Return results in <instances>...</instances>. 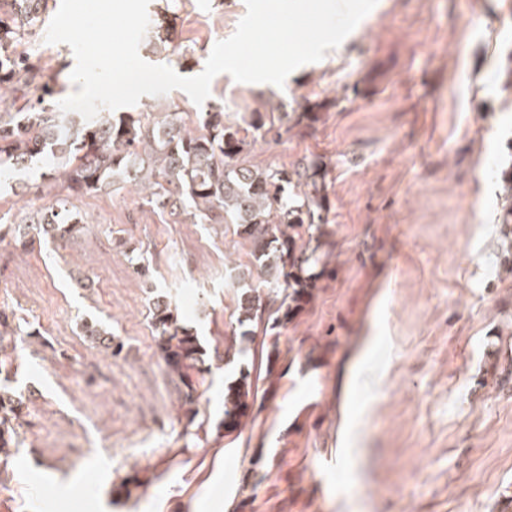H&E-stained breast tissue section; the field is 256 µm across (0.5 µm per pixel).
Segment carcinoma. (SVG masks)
Segmentation results:
<instances>
[{
  "label": "carcinoma",
  "instance_id": "obj_1",
  "mask_svg": "<svg viewBox=\"0 0 512 512\" xmlns=\"http://www.w3.org/2000/svg\"><path fill=\"white\" fill-rule=\"evenodd\" d=\"M48 8V0H0V175L24 170L50 154L53 179L62 180L70 195L58 198L28 216L23 224H0V241L17 246L52 245L65 249L86 231L71 197L93 192L130 189L151 207L175 221L192 224H232L248 246L251 269L233 267L231 280L252 276L238 299L240 335L245 326L277 314L271 324L284 325L309 301L322 266L321 238L330 210L326 171L315 158L292 167L258 169L239 162L248 138L280 136L284 122L299 125L315 108L302 112H253L240 123L224 122V110L197 115L188 125L183 113L100 112L87 121L61 112L59 92L45 82L41 95L18 107L13 92L22 80H34L37 66L17 51ZM500 221L512 223V172L503 175ZM157 353L168 373L184 387V415H197V385L206 381L204 349L195 332L164 295L149 307ZM80 334L93 348L117 357L123 344L114 341L112 326L101 317H84ZM38 336L33 329H13L0 311V464H8L19 447V420L30 414V397L17 386L18 367L8 337ZM254 391L249 374L224 383V414L218 427L230 432L249 418Z\"/></svg>",
  "mask_w": 512,
  "mask_h": 512
}]
</instances>
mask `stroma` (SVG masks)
<instances>
[{"label": "stroma", "mask_w": 512, "mask_h": 512, "mask_svg": "<svg viewBox=\"0 0 512 512\" xmlns=\"http://www.w3.org/2000/svg\"><path fill=\"white\" fill-rule=\"evenodd\" d=\"M245 0H149L168 46L146 32L140 57L200 74ZM37 27L25 50L61 97L76 60ZM512 0H377L322 60L283 87L214 77L139 112L220 106L225 121L318 105L312 125L257 138L255 168L318 158L327 172L326 273L271 336L236 335L248 256L228 224H175L135 194L84 195L88 229L66 251L0 243V308L40 339L17 347L34 397L23 445L0 474V512H503L512 500V271L499 246L500 173L512 166ZM48 160L0 177V222L65 194ZM141 249L134 278L117 239ZM87 279V288L73 285ZM167 294L212 367L198 415L155 351L148 316ZM108 319L110 358L78 334ZM245 347V356L234 347ZM245 369L246 426L218 430L225 374Z\"/></svg>", "instance_id": "1"}]
</instances>
